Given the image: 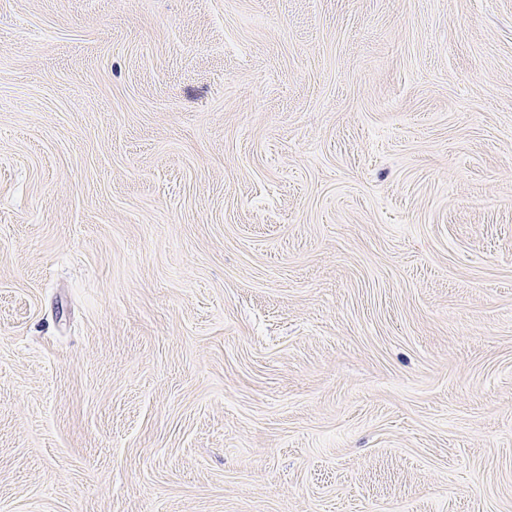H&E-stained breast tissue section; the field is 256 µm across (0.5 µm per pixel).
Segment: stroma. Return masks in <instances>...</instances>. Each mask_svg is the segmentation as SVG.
<instances>
[{
	"instance_id": "1",
	"label": "stroma",
	"mask_w": 512,
	"mask_h": 512,
	"mask_svg": "<svg viewBox=\"0 0 512 512\" xmlns=\"http://www.w3.org/2000/svg\"><path fill=\"white\" fill-rule=\"evenodd\" d=\"M0 512H512V0H0Z\"/></svg>"
}]
</instances>
